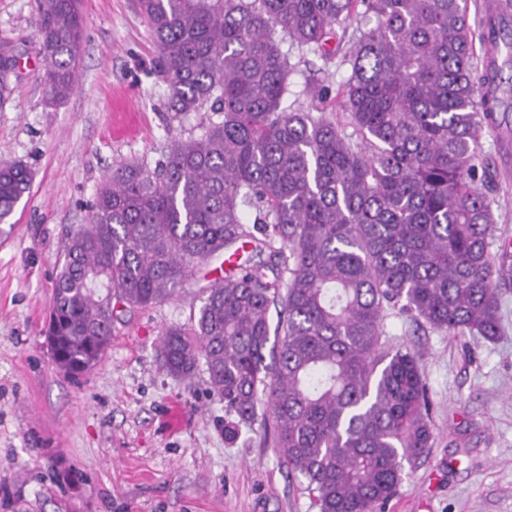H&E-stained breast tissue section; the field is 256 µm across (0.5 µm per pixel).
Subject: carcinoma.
<instances>
[{"instance_id":"obj_1","label":"carcinoma","mask_w":512,"mask_h":512,"mask_svg":"<svg viewBox=\"0 0 512 512\" xmlns=\"http://www.w3.org/2000/svg\"><path fill=\"white\" fill-rule=\"evenodd\" d=\"M138 5L171 119L208 117L154 168L129 161L105 176L58 260L45 330L54 362L86 372L124 313L166 302L200 264L235 258V272L202 288L197 318L162 332V367L180 378L205 367L226 434L272 422L273 447L320 512H384L403 462L434 441L418 351L382 339L389 312L491 341L512 292L499 173L481 144L501 106L512 0L481 59L468 0ZM36 35L59 102L76 78L81 0H39ZM347 39L337 65L351 74L332 97L329 42ZM304 51L324 67L309 78L311 104L287 107ZM16 67L0 50V95ZM30 186L26 167L0 164V222Z\"/></svg>"}]
</instances>
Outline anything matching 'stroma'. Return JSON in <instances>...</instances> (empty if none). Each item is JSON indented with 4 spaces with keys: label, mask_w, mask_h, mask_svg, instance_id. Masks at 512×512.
Returning <instances> with one entry per match:
<instances>
[{
    "label": "stroma",
    "mask_w": 512,
    "mask_h": 512,
    "mask_svg": "<svg viewBox=\"0 0 512 512\" xmlns=\"http://www.w3.org/2000/svg\"><path fill=\"white\" fill-rule=\"evenodd\" d=\"M37 0H0V45L18 66L0 99V159L32 174L0 224V512H319L306 480L275 452L273 430L224 436V404L208 375L176 378L157 357L162 331L188 324L207 266L170 300L124 315L100 361L72 377L43 333L56 262L86 223L112 166L154 163L170 137L198 135V112L171 119L155 74L154 38L137 0H82L77 80L47 100L36 40ZM128 100L131 132L113 126ZM484 134L498 163L497 234L512 241V96ZM496 340L454 338L402 317L389 337L415 345L432 402L435 442L405 464L386 512H512V293Z\"/></svg>",
    "instance_id": "1"
}]
</instances>
